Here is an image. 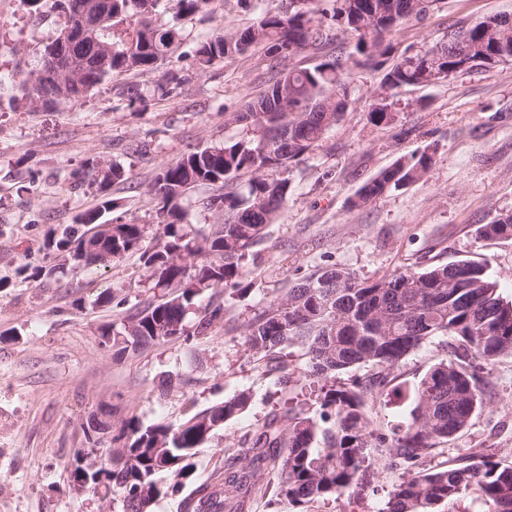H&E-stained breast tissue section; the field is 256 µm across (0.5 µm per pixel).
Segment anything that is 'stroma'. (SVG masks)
<instances>
[{
	"label": "stroma",
	"instance_id": "1",
	"mask_svg": "<svg viewBox=\"0 0 512 512\" xmlns=\"http://www.w3.org/2000/svg\"><path fill=\"white\" fill-rule=\"evenodd\" d=\"M493 15L512 16V0H440L424 22L394 30L389 41L398 56L445 40L456 24ZM255 16L243 0H217L213 14L182 20L184 42L248 26ZM63 23L55 12L35 15L23 0H0V512H108V501L72 489L71 469L93 414L111 416L116 427L130 417L145 426L176 425L250 393L249 408L198 450L187 478H163L152 512H184L183 501L238 461L272 412L296 406L317 414L305 346L288 344L278 360H267L249 350L244 334L297 275L333 265L374 280L407 267L477 260L488 262L500 296L512 301V239L477 234L512 213V62L398 89L389 126L368 121L378 79L357 69L348 110L292 165L288 206L244 261L247 290L197 297L186 320L190 338L123 354L102 346L99 327L123 315L117 300L155 303L162 293L136 253L106 267L58 262L53 241L99 203L95 190H64L65 176L99 162L123 165L130 178L109 196L120 215L147 225L145 246L157 245L154 175L188 149L242 136L229 117L258 95L268 74L258 47L203 71L175 57L47 110L24 102L17 82ZM172 70L188 77L173 93L166 83ZM129 84L141 88L144 103H128ZM427 147L434 164L425 176L351 207L379 170ZM217 301L222 320L195 335L206 306ZM451 343L435 337L401 362L371 409L374 429L385 433L408 421L419 380ZM486 383L470 426L440 444L427 467L458 466L475 452L512 465V358L497 362ZM396 480L377 467L362 494L320 500L308 512H380Z\"/></svg>",
	"mask_w": 512,
	"mask_h": 512
}]
</instances>
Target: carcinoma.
I'll return each mask as SVG.
<instances>
[{
  "mask_svg": "<svg viewBox=\"0 0 512 512\" xmlns=\"http://www.w3.org/2000/svg\"><path fill=\"white\" fill-rule=\"evenodd\" d=\"M65 17L63 31H80L81 5L88 0H25ZM112 7L83 37L69 39L68 56L76 77L44 85L39 72L22 81L24 96L54 102L80 100L106 81L131 71H148L182 44L178 21L205 12L212 0H178L175 22L158 24L161 0H111ZM438 0H288L286 9L259 10L245 28L213 34L182 52L205 70L261 45L270 78L259 96L231 120L251 136L192 149L160 167L151 191L159 198L162 245L141 250L146 225L122 216L109 224L101 214L115 200L80 216L81 224L100 228L99 245L83 249L63 237L55 242L62 260L107 265L142 251L152 287L165 298L132 305L120 323L99 328L101 344L134 350L185 335L184 321L193 300L207 290L239 288L242 261L263 238L267 225L283 212L290 195L288 167L318 145L349 106L348 75L364 64L381 74L367 112L374 125L395 119V90L431 85L474 67L512 62V25L490 28L486 21L462 26L447 40L394 58L385 42L394 28L424 21ZM355 39V51L310 66L286 67L306 49L318 50L333 34ZM433 153L400 157L357 191L360 207L428 173ZM128 179L118 164L100 167L90 187L104 193ZM201 185L215 189L209 207L224 212L206 235L188 230L182 207ZM483 238L512 239V214L478 228ZM198 258L193 266L185 259ZM246 343L269 359L279 347L301 342L311 372L321 381L319 418L286 410L274 413L251 446L240 449L247 466H227L212 483L187 499L185 512H249L252 480L262 469L278 476V496L296 512L315 501L354 492L370 482L375 456L398 473L380 512H469L466 499L484 505L481 512H512V466L478 454L466 464L425 469L437 445L464 430L482 406L485 384L480 372L512 358V303L497 293L487 262L463 260L424 270L405 268L384 278L365 280L336 266L297 279L245 329ZM436 336L460 342L453 358L435 364L420 380L407 423L389 433L372 428L369 405L388 390L401 361ZM359 367L363 376L343 377ZM250 397L234 398L198 412L180 426L143 428L135 418L123 422L119 437L131 439L118 449L122 465L112 468V500L118 512H151L161 494L156 476H188L194 450L224 423L243 411Z\"/></svg>",
  "mask_w": 512,
  "mask_h": 512,
  "instance_id": "cac0c4a2",
  "label": "carcinoma"
}]
</instances>
